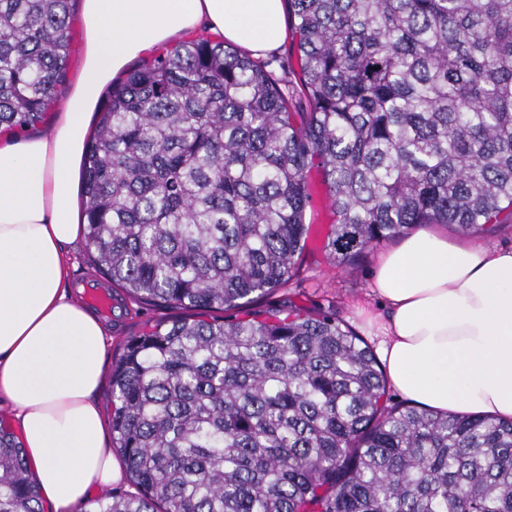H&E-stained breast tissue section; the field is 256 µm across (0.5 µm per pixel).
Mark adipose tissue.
I'll return each mask as SVG.
<instances>
[{"label": "adipose tissue", "mask_w": 512, "mask_h": 512, "mask_svg": "<svg viewBox=\"0 0 512 512\" xmlns=\"http://www.w3.org/2000/svg\"><path fill=\"white\" fill-rule=\"evenodd\" d=\"M82 62L49 127L0 139V398L48 512H73L114 463L99 398L105 324L73 297L66 257L84 222L79 172L103 89L134 59L201 30L254 56L285 39L283 0H81ZM378 308L393 389L421 408L512 419V249L421 228L379 252Z\"/></svg>", "instance_id": "obj_1"}]
</instances>
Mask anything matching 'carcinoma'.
Masks as SVG:
<instances>
[{
	"instance_id": "1",
	"label": "carcinoma",
	"mask_w": 512,
	"mask_h": 512,
	"mask_svg": "<svg viewBox=\"0 0 512 512\" xmlns=\"http://www.w3.org/2000/svg\"><path fill=\"white\" fill-rule=\"evenodd\" d=\"M76 0H0V130L64 87ZM288 89L222 41L165 49L112 85L85 152L91 262L187 311L131 337L112 443L137 492L81 512H512V421L398 404L332 312L210 317L295 277L310 173L352 267L420 224L512 215V0H288ZM0 512H44L0 420Z\"/></svg>"
}]
</instances>
